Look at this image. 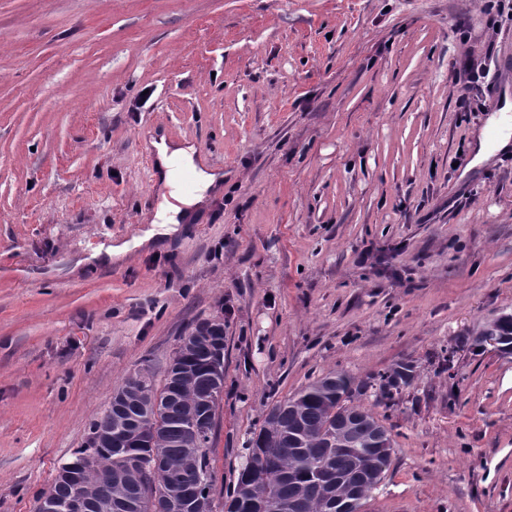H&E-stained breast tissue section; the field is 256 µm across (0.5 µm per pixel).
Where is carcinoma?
Wrapping results in <instances>:
<instances>
[{
	"label": "carcinoma",
	"mask_w": 512,
	"mask_h": 512,
	"mask_svg": "<svg viewBox=\"0 0 512 512\" xmlns=\"http://www.w3.org/2000/svg\"><path fill=\"white\" fill-rule=\"evenodd\" d=\"M491 329L512 346V313H502L486 322L478 335ZM224 353V322L204 321L182 337L171 357L180 368L174 384L155 388L149 373L142 391H130L122 411L108 408L91 428H110L147 438L142 448L128 453L140 459L159 457L163 466L144 480L130 459L100 448L81 474V492L91 501L117 505L137 501L161 489L172 488L187 496H208L210 512H224L210 467V448L218 421V400L207 405L208 423L202 429L200 445L186 447V428L199 416L198 409L214 388L211 366ZM414 378L408 363L380 375L382 395L406 386ZM352 378L342 372L330 373L302 388L293 397L275 405L278 414L265 420L251 441L249 461L239 473L229 498L255 502L257 512H328L327 500L346 497L356 491L368 498L376 484L356 466L354 452L368 458V467L384 477L390 465L392 439L383 437L387 428L365 407L353 401ZM322 462L347 480L338 487L321 484L312 466Z\"/></svg>",
	"instance_id": "carcinoma-1"
}]
</instances>
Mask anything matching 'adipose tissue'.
I'll list each match as a JSON object with an SVG mask.
<instances>
[{
	"mask_svg": "<svg viewBox=\"0 0 512 512\" xmlns=\"http://www.w3.org/2000/svg\"><path fill=\"white\" fill-rule=\"evenodd\" d=\"M153 147L156 152V166L159 171V187L167 192V200L161 201L152 220L150 229L135 238L134 242L121 243L107 249H96L93 260L109 263L122 258L132 246L144 245L159 236H170L180 229V222L193 219L203 210L209 195L219 192L224 184L222 173L206 168L196 158L193 146L166 138H159ZM191 170L195 176V190L185 193L179 183L180 170Z\"/></svg>",
	"mask_w": 512,
	"mask_h": 512,
	"instance_id": "1",
	"label": "adipose tissue"
}]
</instances>
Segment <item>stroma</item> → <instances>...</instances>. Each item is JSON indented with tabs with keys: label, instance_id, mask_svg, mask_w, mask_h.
Wrapping results in <instances>:
<instances>
[{
	"label": "stroma",
	"instance_id": "stroma-1",
	"mask_svg": "<svg viewBox=\"0 0 512 512\" xmlns=\"http://www.w3.org/2000/svg\"><path fill=\"white\" fill-rule=\"evenodd\" d=\"M488 20L484 0H0V512H35L124 379L162 386L218 318L217 489L275 404L344 372L393 439L367 512H512V354L472 346L512 313V149L472 163L512 97V24ZM162 136L221 193L88 262L145 231ZM401 362L412 384L382 397Z\"/></svg>",
	"mask_w": 512,
	"mask_h": 512
}]
</instances>
